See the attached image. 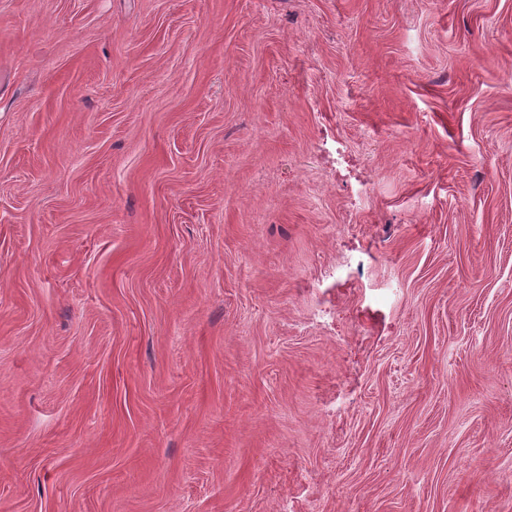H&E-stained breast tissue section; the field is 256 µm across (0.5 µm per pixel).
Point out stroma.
Returning a JSON list of instances; mask_svg holds the SVG:
<instances>
[{"mask_svg": "<svg viewBox=\"0 0 512 512\" xmlns=\"http://www.w3.org/2000/svg\"><path fill=\"white\" fill-rule=\"evenodd\" d=\"M0 512H512V0H0Z\"/></svg>", "mask_w": 512, "mask_h": 512, "instance_id": "35a3bbf8", "label": "stroma"}]
</instances>
